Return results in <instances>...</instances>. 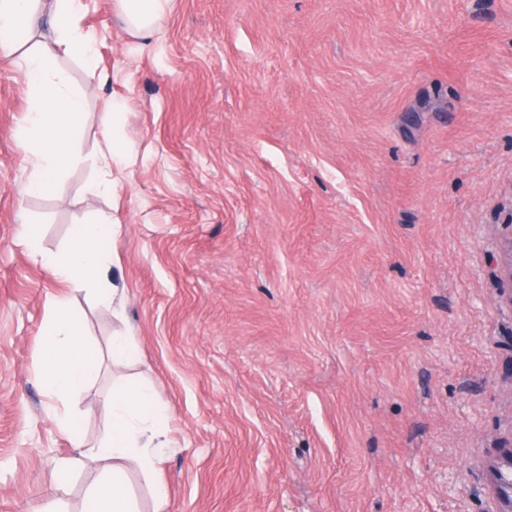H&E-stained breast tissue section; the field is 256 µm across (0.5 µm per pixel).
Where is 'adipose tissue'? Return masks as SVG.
I'll use <instances>...</instances> for the list:
<instances>
[{
	"label": "adipose tissue",
	"mask_w": 512,
	"mask_h": 512,
	"mask_svg": "<svg viewBox=\"0 0 512 512\" xmlns=\"http://www.w3.org/2000/svg\"><path fill=\"white\" fill-rule=\"evenodd\" d=\"M169 0H116L118 14L127 29L150 40L167 10ZM83 0H0V56L16 57L29 94L25 125L16 133L30 172L26 193H45L53 179L73 161L72 140L85 96L70 87L57 68L58 54L80 59L87 67L96 64L95 40L80 26ZM55 35L54 48L17 54L20 40L40 25ZM112 224H78L72 230L71 245L61 256L37 254L36 259L50 269L60 284L92 291L100 304L111 305L114 293L97 276L105 258L98 249L101 239L112 235ZM42 365L50 395L62 402L61 430L77 437L80 422L65 402L83 389L96 371L89 344L80 325L71 317L66 298L51 307L49 330L42 340ZM112 427L105 442L86 449L97 459L129 460L147 472L157 471L160 450L167 445L164 418L158 397L145 385L113 389L110 401ZM87 501L90 512H135L122 471L113 468L100 486L92 489Z\"/></svg>",
	"instance_id": "obj_1"
}]
</instances>
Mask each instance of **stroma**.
<instances>
[{"instance_id": "stroma-1", "label": "stroma", "mask_w": 512, "mask_h": 512, "mask_svg": "<svg viewBox=\"0 0 512 512\" xmlns=\"http://www.w3.org/2000/svg\"><path fill=\"white\" fill-rule=\"evenodd\" d=\"M85 3L96 66L57 57L86 108L51 194L23 191L27 89L0 61V512H82L112 469L80 459L43 385L64 294L98 357L70 399L84 443L113 388L167 408L159 472L125 466L138 512H498L512 0H172L147 49L114 0ZM114 143V191L89 194ZM25 220L47 254L116 223L114 305L64 291Z\"/></svg>"}]
</instances>
